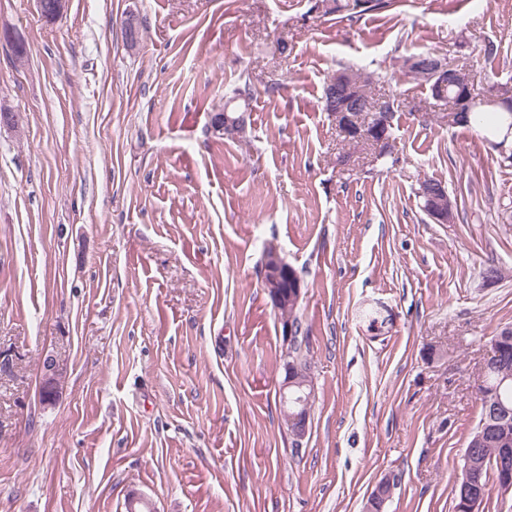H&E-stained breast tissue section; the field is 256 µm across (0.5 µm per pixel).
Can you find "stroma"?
I'll list each match as a JSON object with an SVG mask.
<instances>
[{"label": "stroma", "instance_id": "35a3bbf8", "mask_svg": "<svg viewBox=\"0 0 512 512\" xmlns=\"http://www.w3.org/2000/svg\"><path fill=\"white\" fill-rule=\"evenodd\" d=\"M315 3L68 0L49 22L0 0V109L21 115L0 125V512H125L133 491L155 512H364L383 478V512H452L477 380L512 326V164L403 60L436 52L478 93L507 81L512 0L351 21ZM343 65L393 102L388 151L322 110ZM243 83L245 135L215 138ZM426 179L455 223L424 212ZM270 243L302 279L315 396L298 444Z\"/></svg>", "mask_w": 512, "mask_h": 512}]
</instances>
